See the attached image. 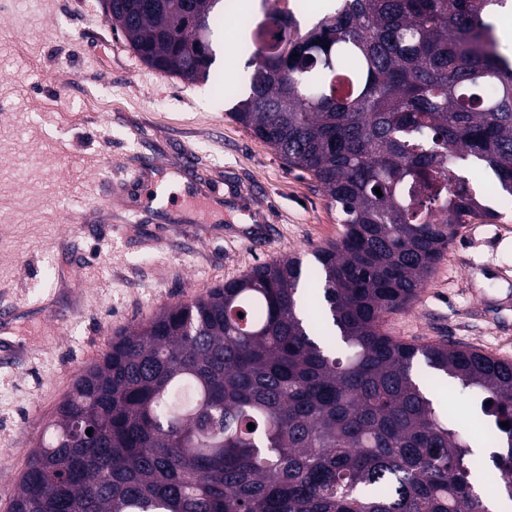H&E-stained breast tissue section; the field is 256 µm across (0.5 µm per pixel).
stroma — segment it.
<instances>
[{
	"instance_id": "stroma-1",
	"label": "stroma",
	"mask_w": 512,
	"mask_h": 512,
	"mask_svg": "<svg viewBox=\"0 0 512 512\" xmlns=\"http://www.w3.org/2000/svg\"><path fill=\"white\" fill-rule=\"evenodd\" d=\"M239 15L208 81L191 84L144 64L100 0H0V306L19 312L0 332V512L74 376L116 333L272 259L313 265L312 248L343 232L316 181L230 116ZM469 179L497 219L467 224L383 328L512 360V201ZM205 187L222 205H198ZM246 224L269 237L246 240Z\"/></svg>"
}]
</instances>
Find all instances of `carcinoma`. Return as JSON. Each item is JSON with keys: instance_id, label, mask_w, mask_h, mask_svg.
<instances>
[{"instance_id": "carcinoma-1", "label": "carcinoma", "mask_w": 512, "mask_h": 512, "mask_svg": "<svg viewBox=\"0 0 512 512\" xmlns=\"http://www.w3.org/2000/svg\"><path fill=\"white\" fill-rule=\"evenodd\" d=\"M263 2L230 115L314 178L344 231L312 267L275 258L117 334L9 512H489L443 385L493 419L512 501V361L382 328L470 219L498 217L461 171L512 196V61L491 22L508 0H328L309 27ZM233 9L112 0L110 20L143 63L196 83Z\"/></svg>"}]
</instances>
